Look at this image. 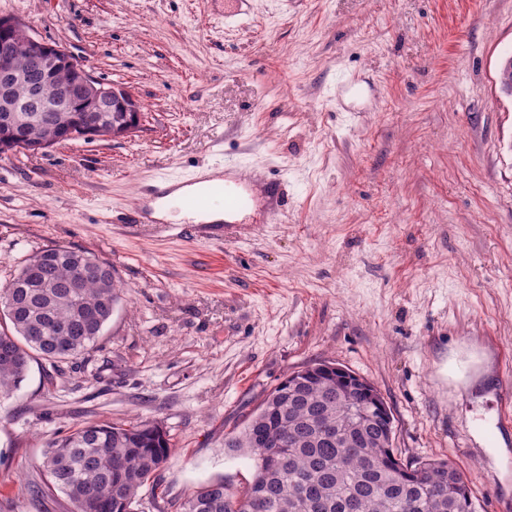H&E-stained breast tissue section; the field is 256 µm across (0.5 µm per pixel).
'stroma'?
<instances>
[{"label":"stroma","instance_id":"stroma-1","mask_svg":"<svg viewBox=\"0 0 512 512\" xmlns=\"http://www.w3.org/2000/svg\"><path fill=\"white\" fill-rule=\"evenodd\" d=\"M0 0V16L129 88L139 127L0 154V284L51 246L92 252L122 300L94 347L31 362L0 400V512H75L42 456L73 424L148 419L172 452L138 512L238 488L224 439L280 381L321 361L364 377L405 461L446 459L478 512H512L499 434L512 350V0ZM358 79L360 96L346 89ZM234 162L281 184L282 221L221 239L150 221L153 178Z\"/></svg>","mask_w":512,"mask_h":512}]
</instances>
